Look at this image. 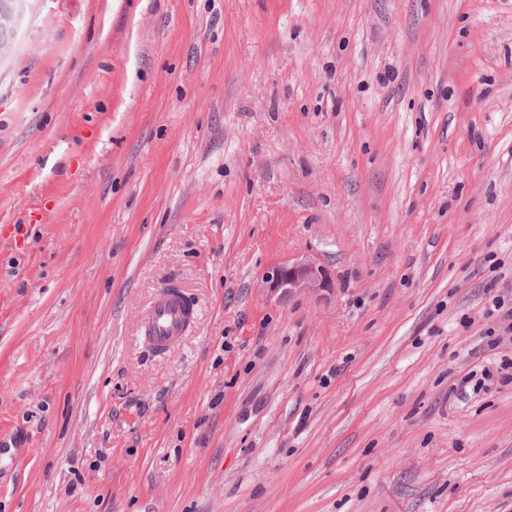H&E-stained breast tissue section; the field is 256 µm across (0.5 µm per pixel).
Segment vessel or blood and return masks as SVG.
<instances>
[{"label": "vessel or blood", "mask_w": 512, "mask_h": 512, "mask_svg": "<svg viewBox=\"0 0 512 512\" xmlns=\"http://www.w3.org/2000/svg\"><path fill=\"white\" fill-rule=\"evenodd\" d=\"M195 321L192 303L178 288L160 290L141 323L144 342L156 353L163 354L177 345Z\"/></svg>", "instance_id": "obj_1"}]
</instances>
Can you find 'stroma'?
<instances>
[{
    "label": "stroma",
    "instance_id": "stroma-1",
    "mask_svg": "<svg viewBox=\"0 0 512 512\" xmlns=\"http://www.w3.org/2000/svg\"><path fill=\"white\" fill-rule=\"evenodd\" d=\"M309 257L332 291L267 296ZM197 324L153 354L155 294ZM512 0H27L0 58V512H512Z\"/></svg>",
    "mask_w": 512,
    "mask_h": 512
}]
</instances>
